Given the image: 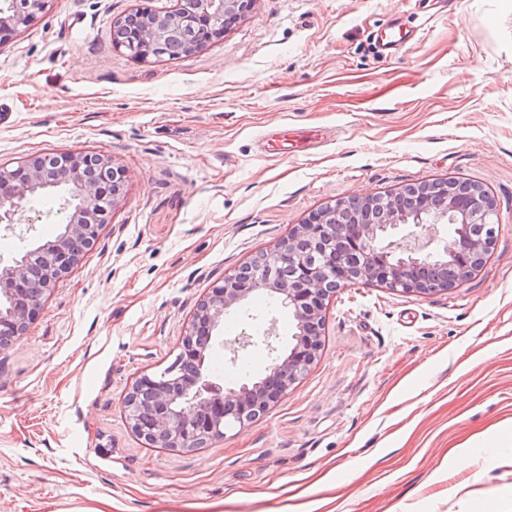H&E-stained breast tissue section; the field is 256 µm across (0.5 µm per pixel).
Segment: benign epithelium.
<instances>
[{
    "label": "benign epithelium",
    "instance_id": "benign-epithelium-1",
    "mask_svg": "<svg viewBox=\"0 0 512 512\" xmlns=\"http://www.w3.org/2000/svg\"><path fill=\"white\" fill-rule=\"evenodd\" d=\"M249 0H178L175 11L136 13L125 23L122 47L139 58L158 57L157 43L185 30L195 34L224 33L230 20L248 7ZM3 0L0 3V33L16 32L26 27L46 8V0ZM81 154H70L67 162L49 171L42 157L24 161L14 170L0 169V226L15 231V224L26 221L33 229L39 217H27L29 204L39 198L59 201L62 220L58 233L32 249L0 265V342L14 341L26 326L39 302L31 292L30 275L39 271L42 291L50 290L55 281L79 260L76 239L95 242L102 225L108 223L110 209L101 206L100 184L82 172ZM388 203L383 208L380 224H340L334 211L314 214L287 238L266 252L259 262L292 264L296 281L278 283L268 277L252 275L243 278L234 273L210 291L195 314L191 328L183 336L180 354L158 374H142L125 396V407L132 431L153 448H170L188 452L204 447L224 435V430L242 428L263 414L278 400L315 361L321 347L318 322L328 296L336 292V284L349 283L343 262L336 253L316 263L300 252L303 242L315 247L328 238L346 241L363 257L360 280L376 282L405 293L433 292L417 277L418 270L428 264L447 266L449 257L468 272L469 258L479 246L470 242L461 229L445 243L442 250L423 253L411 247L384 243L388 231L401 224L413 228L423 226L425 209L412 214L414 221L399 213L395 196L379 199ZM444 215L452 224L480 221L494 223L495 210L479 190L464 199L448 197ZM256 293L282 301L295 319L293 345L288 352L272 359L265 373L237 387L213 381L205 366L207 355L221 340L224 317L241 309ZM274 324L253 336L241 331L224 339L234 363L239 350L262 341L270 343Z\"/></svg>",
    "mask_w": 512,
    "mask_h": 512
}]
</instances>
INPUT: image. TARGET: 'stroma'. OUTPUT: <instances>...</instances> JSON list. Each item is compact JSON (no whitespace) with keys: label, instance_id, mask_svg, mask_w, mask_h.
Segmentation results:
<instances>
[{"label":"stroma","instance_id":"35a3bbf8","mask_svg":"<svg viewBox=\"0 0 512 512\" xmlns=\"http://www.w3.org/2000/svg\"><path fill=\"white\" fill-rule=\"evenodd\" d=\"M177 0H49L0 42V165L109 159L122 198L96 244L0 349V512H512V0H250L176 60L116 46L129 13ZM404 17L394 58L375 35ZM330 132L307 153L261 146L281 126ZM460 179L487 190L486 263L429 294H330L319 354L270 408L188 453L131 431L125 395L168 366L224 276L325 207ZM0 259L56 235V201ZM230 362L231 384L287 349ZM470 454L467 467L456 449Z\"/></svg>","mask_w":512,"mask_h":512}]
</instances>
